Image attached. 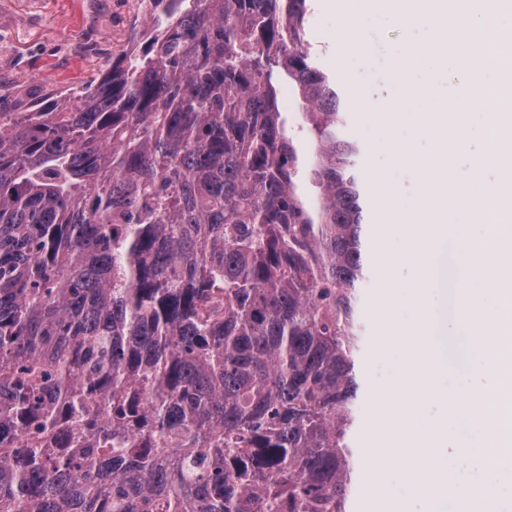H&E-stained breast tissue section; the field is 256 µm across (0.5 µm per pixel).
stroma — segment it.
<instances>
[{
    "mask_svg": "<svg viewBox=\"0 0 512 512\" xmlns=\"http://www.w3.org/2000/svg\"><path fill=\"white\" fill-rule=\"evenodd\" d=\"M309 4L306 38L318 50L322 67L341 83L351 129L361 145L387 137L408 139L419 155H431L434 139L417 132L414 113L435 95L455 101L468 79L466 68L446 70L426 56L415 63L406 82H395L392 75L402 63L403 50L433 43L437 38L433 28L394 24L384 0H309ZM139 13V0H0V95L22 111L42 89L74 86L101 74L111 64L113 53L126 44L131 23ZM346 13L360 21L362 52L348 51L340 34ZM400 99L406 100L407 112L392 130H383L371 118L359 115L361 105ZM484 148L481 139H459L448 180L476 179L494 186L496 170L472 166L473 156ZM372 168L390 186L389 207L408 215L415 213L424 197L416 170L396 163L386 149L377 153ZM381 288L380 265L375 262L362 288V359L368 381L390 379L401 355L396 347L378 356L373 353L382 334ZM358 481L360 490L350 504L351 512H365L367 503L381 490L405 502L408 512L423 510L397 466L387 468L381 483L367 469H360Z\"/></svg>",
    "mask_w": 512,
    "mask_h": 512,
    "instance_id": "1",
    "label": "stroma"
}]
</instances>
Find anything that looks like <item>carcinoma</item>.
Returning <instances> with one entry per match:
<instances>
[{
  "label": "carcinoma",
  "instance_id": "carcinoma-1",
  "mask_svg": "<svg viewBox=\"0 0 512 512\" xmlns=\"http://www.w3.org/2000/svg\"><path fill=\"white\" fill-rule=\"evenodd\" d=\"M151 3L0 105V512H350L366 193L307 0Z\"/></svg>",
  "mask_w": 512,
  "mask_h": 512
}]
</instances>
